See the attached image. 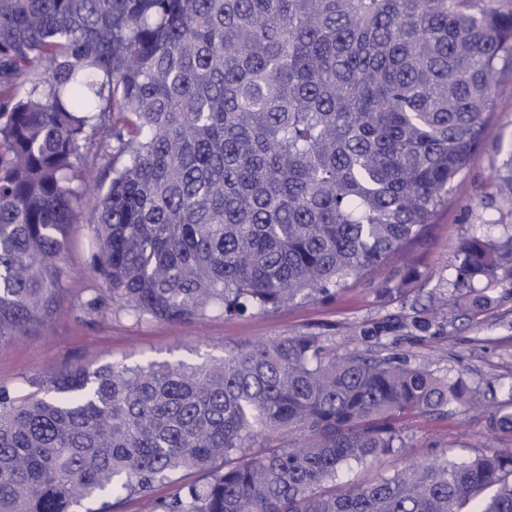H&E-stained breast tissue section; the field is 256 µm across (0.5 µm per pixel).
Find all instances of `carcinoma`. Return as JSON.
Wrapping results in <instances>:
<instances>
[{
  "instance_id": "carcinoma-1",
  "label": "carcinoma",
  "mask_w": 512,
  "mask_h": 512,
  "mask_svg": "<svg viewBox=\"0 0 512 512\" xmlns=\"http://www.w3.org/2000/svg\"><path fill=\"white\" fill-rule=\"evenodd\" d=\"M510 67L512 0H0V343L50 326L86 197L87 315L260 313L387 266ZM457 259V286L512 278V238ZM34 384L0 386V512H512V448L336 487L397 418L471 408L461 372L304 335ZM488 423L512 435V401Z\"/></svg>"
}]
</instances>
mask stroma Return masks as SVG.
Returning a JSON list of instances; mask_svg holds the SVG:
<instances>
[{"mask_svg":"<svg viewBox=\"0 0 512 512\" xmlns=\"http://www.w3.org/2000/svg\"><path fill=\"white\" fill-rule=\"evenodd\" d=\"M512 154V94L499 96L483 131L475 161L448 190L419 237L402 247V260L349 279L334 296L293 303L266 313L220 316L170 323L137 322L125 316L88 318L78 300L97 280L86 272L85 232L75 226L68 256L73 269L48 329L0 344V386L30 391V379L45 368L97 367L151 361L198 364L222 357L225 350L285 336L313 335L345 354L384 345L408 356L413 365L438 376L464 373L477 398L493 408L512 399V278L478 279L476 290L490 304L482 310L457 305L454 287L457 247L473 236L492 243L512 237V197L501 194L495 177ZM412 279L403 291L393 289L403 274ZM429 319L418 333L408 321ZM371 339H364V331ZM404 443L394 454L366 463L341 465L340 484L356 486L393 476L405 463L431 460L448 452L468 456L474 447L502 448L512 439L492 433L485 415L449 408L440 416L413 415L396 423Z\"/></svg>","mask_w":512,"mask_h":512,"instance_id":"1","label":"stroma"}]
</instances>
